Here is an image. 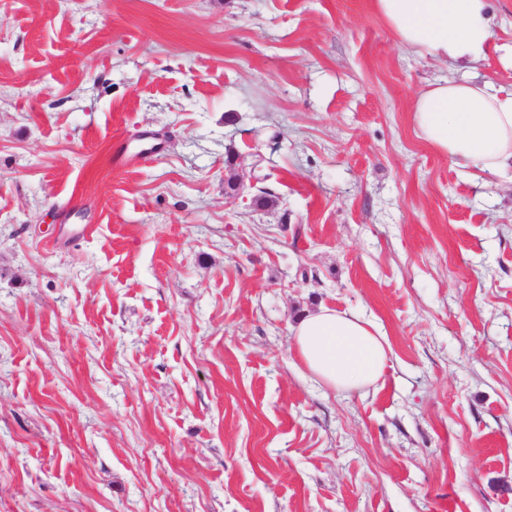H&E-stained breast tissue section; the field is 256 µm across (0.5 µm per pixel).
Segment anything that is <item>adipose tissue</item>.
Here are the masks:
<instances>
[{
  "mask_svg": "<svg viewBox=\"0 0 512 512\" xmlns=\"http://www.w3.org/2000/svg\"><path fill=\"white\" fill-rule=\"evenodd\" d=\"M373 4L398 45L413 55L465 69L492 48L486 0ZM412 112L418 135L453 165L499 177L512 170V91L495 90L486 81L448 79L420 90ZM291 352L312 380L343 392L376 385L390 346L370 320L324 306L294 326Z\"/></svg>",
  "mask_w": 512,
  "mask_h": 512,
  "instance_id": "1",
  "label": "adipose tissue"
}]
</instances>
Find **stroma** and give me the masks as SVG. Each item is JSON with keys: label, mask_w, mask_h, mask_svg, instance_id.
Here are the masks:
<instances>
[{"label": "stroma", "mask_w": 512, "mask_h": 512, "mask_svg": "<svg viewBox=\"0 0 512 512\" xmlns=\"http://www.w3.org/2000/svg\"><path fill=\"white\" fill-rule=\"evenodd\" d=\"M458 75L372 0H0V512H512V182L412 121ZM323 305L376 386L295 365ZM293 336V358L324 388L364 389L383 378L390 354L387 337L361 315L324 306L301 318Z\"/></svg>", "instance_id": "stroma-1"}]
</instances>
